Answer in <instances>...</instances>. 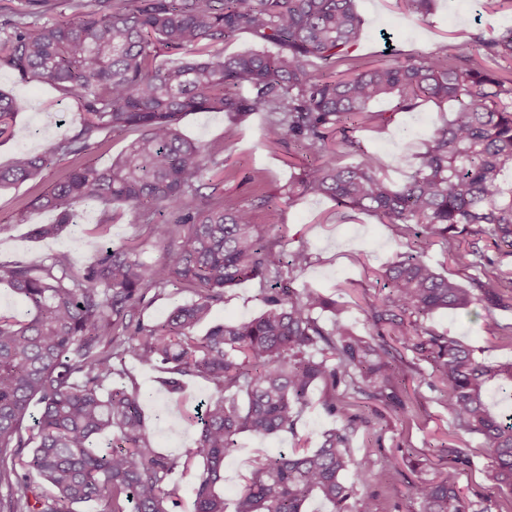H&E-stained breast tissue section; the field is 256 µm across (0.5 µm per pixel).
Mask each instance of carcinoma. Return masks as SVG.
I'll return each instance as SVG.
<instances>
[{"label":"carcinoma","instance_id":"carcinoma-1","mask_svg":"<svg viewBox=\"0 0 512 512\" xmlns=\"http://www.w3.org/2000/svg\"><path fill=\"white\" fill-rule=\"evenodd\" d=\"M413 14H432L436 0H400ZM44 0H24L0 16V65L28 83L49 84L74 99L79 129L60 134L42 153L19 152L0 166V190L42 178L69 159V171L35 199L57 213L35 230L57 235L77 226L80 207L97 203L139 211L160 241V256L140 259L138 246L106 245L76 270L55 254L38 262L0 266V284L26 306L23 316L0 312V512H172L167 488L177 462L157 447L155 430L136 389L105 385L113 362L129 355L161 369L160 384L180 392L188 378L213 384L214 394L188 417L198 429L184 455L202 462L192 488L194 512H224V460L236 437L276 436L294 429L324 383L322 404L343 423L317 448H295L257 460L235 512H304L321 497L334 512H377L343 476L354 465L348 433L369 420L336 397L342 384L411 419L403 394L417 375L445 393L453 441L433 449L454 466L420 479V512H469L457 465L470 463L454 443L481 436L491 453L489 480L512 493V362L489 366L460 342L423 321L444 310L485 312L484 329L511 336L494 310L506 306L512 264L496 263L479 243L512 256V28L477 37L482 60L452 51L394 58L364 68L353 61L362 20L355 0H66L70 15L46 17ZM241 32L277 52L226 55L219 45ZM180 55L174 67L158 62ZM394 102L408 112L424 101L449 104L401 186L353 136ZM19 104L0 92V139L12 136ZM189 112L244 117L262 112L265 137L288 138L312 157L297 183L300 195L326 196L368 212L396 232H414L417 250L386 265L383 291L369 320L380 341L355 334L336 302L308 287L283 285L284 268L303 267L301 249L285 255L281 241L252 224L246 208H224V178H206L213 154L181 135ZM138 136L107 166L86 161L101 137ZM358 161L343 164L346 152ZM209 193H203V190ZM441 243L459 269L473 271L465 288L439 273L422 253ZM258 279L265 310L258 317L197 327L224 289ZM192 288L196 299L154 324L141 320L146 294ZM331 312L328 328L315 317ZM496 393L498 400L489 399ZM111 436L104 448L93 440Z\"/></svg>","mask_w":512,"mask_h":512}]
</instances>
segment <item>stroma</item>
<instances>
[{"label":"stroma","mask_w":512,"mask_h":512,"mask_svg":"<svg viewBox=\"0 0 512 512\" xmlns=\"http://www.w3.org/2000/svg\"><path fill=\"white\" fill-rule=\"evenodd\" d=\"M395 2L357 0L363 20L361 38L353 52L358 65L386 60L391 47L415 54L432 53L448 44L457 52L474 55L478 52L475 35L488 36L512 27L511 12L481 10L477 0H437L436 13L424 20L397 8ZM0 91L19 104L14 136L0 142L1 166L9 165L17 151L42 152L65 129L76 125V102L53 86L25 82L14 70L1 66ZM390 113V119L376 121L357 131L355 137L380 159L388 177L400 184L412 172L424 140L447 119L448 109L425 102L409 112ZM231 124L236 125L238 135L228 142L224 130ZM264 124L259 113L237 120L224 112H192L181 119L179 128L223 162L227 206L250 208L258 231L279 238L285 252L300 248L309 252L308 265L287 273L292 288L300 291L308 285L315 287L336 300L359 335H369L368 309L379 297L374 273L407 252L412 240L397 235L369 213L337 206L329 198L289 199L288 184L303 169L302 152L293 142L267 146ZM70 166V161H58L45 171L40 182L0 191V265L30 263L64 253L79 268L104 244L130 241L139 243L144 261L157 258L159 243L149 236L135 209L129 206L114 207L111 223L105 224L100 206L89 205L83 209L79 229L63 230L52 239L34 235L35 226L51 223L54 216L31 206V199L48 189ZM263 196L274 197L275 205H259ZM262 288V282L249 280L225 289L223 302L212 308L211 320L235 322L259 316L264 310ZM425 325L467 346L483 363L512 361V340L491 337L479 317L445 310L426 319ZM119 369L125 383L140 390L145 412L155 420L158 447L173 458L193 448L197 431L185 416L211 395L212 386L202 379H191L182 394L170 395L161 390L159 373L152 367L128 359ZM324 390L323 384L314 386V402L303 411L294 431L266 438L247 433L237 436L236 449L224 462L226 506H233L259 455L290 451L301 439L309 447H316L323 432L339 427L338 418L320 403ZM439 396V391L430 389L426 382L410 381L405 397L414 414L410 420L394 408L351 396L354 409L365 410L371 424L358 428L351 436L350 453L356 465L348 479L359 493L375 498L379 512H419L412 485L426 471L447 467V460L430 454L431 448L452 431L448 410L439 403ZM466 442L471 462L460 468L464 494L473 501L491 497L492 512H512V493L494 488L486 478L492 458L483 438L470 435ZM400 448L413 449V456L400 460L397 468H389L387 456ZM369 458L375 464L367 469L363 463Z\"/></svg>","instance_id":"1"}]
</instances>
